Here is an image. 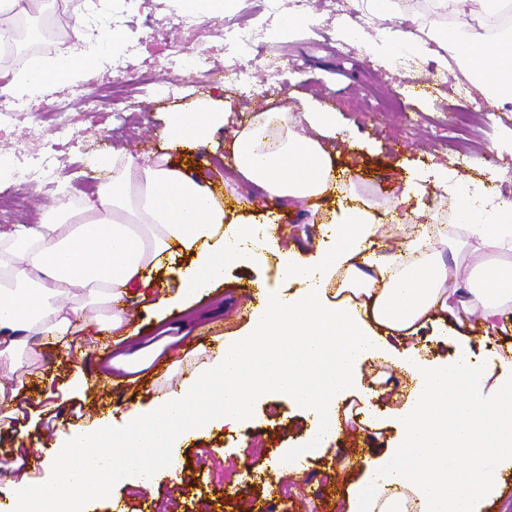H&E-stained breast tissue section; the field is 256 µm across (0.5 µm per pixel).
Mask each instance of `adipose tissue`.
Masks as SVG:
<instances>
[{
  "mask_svg": "<svg viewBox=\"0 0 512 512\" xmlns=\"http://www.w3.org/2000/svg\"><path fill=\"white\" fill-rule=\"evenodd\" d=\"M431 40L489 102L512 103V28L487 36L467 22L426 38L398 30L387 54L417 51ZM108 41L88 45L84 66L70 55L53 64L33 60L18 95H45L77 80L85 65L101 66ZM313 129L300 134L298 125ZM224 125V112H176L163 134L184 148L205 145ZM332 115L303 104L295 117L269 111L234 135L235 170L260 186L271 203L339 193L335 162L325 139L335 137ZM461 205L455 221L464 237L451 240L439 226L421 234L431 249L416 262L401 254H367L375 234L370 205L348 208L326 225L331 244L311 259L279 252L281 275L299 284L297 295L265 290L247 331L224 343L175 393L135 406L124 425L111 417L59 433L57 452L44 461L50 476L33 481L26 470L0 473L11 512H86L91 494L112 487L150 488L154 475L176 463L178 448L202 432L242 425L255 402L277 395L311 416L305 442L288 451V476L336 432V403L366 394L363 363L393 361L411 387L400 413L396 448L369 467L348 499V512H481L500 495V474L512 471V375L493 379L470 339L456 334L452 359L398 348L419 324L480 313L489 323L512 314V200L489 209L464 181L455 187ZM265 224H225L224 206L208 184L159 161L112 156V181L84 205L40 223L0 230L8 257L0 260V358H14L29 336L70 349L84 328L85 301L106 306L135 297L153 272L177 256L176 303L204 296L228 266L251 267L272 243ZM347 275L346 295L331 301L328 285Z\"/></svg>",
  "mask_w": 512,
  "mask_h": 512,
  "instance_id": "adipose-tissue-1",
  "label": "adipose tissue"
}]
</instances>
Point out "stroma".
I'll return each instance as SVG.
<instances>
[{
  "instance_id": "1",
  "label": "stroma",
  "mask_w": 512,
  "mask_h": 512,
  "mask_svg": "<svg viewBox=\"0 0 512 512\" xmlns=\"http://www.w3.org/2000/svg\"><path fill=\"white\" fill-rule=\"evenodd\" d=\"M245 16L251 23L280 31L246 58L250 87H239L220 76L187 84L182 73L168 71L164 54L151 51L152 23L164 24L170 41L185 51L204 50L217 67L224 64L223 40L214 36L206 22L183 27L175 0H136L123 16L134 33L117 49L126 60V71L94 70L58 93L55 101H24V115L6 138L7 151L37 154L49 139L39 119L41 111L51 108L75 119L80 139L63 151L53 191L2 179L0 196H28L27 211L32 215L60 208L64 195L83 202L88 183H101L111 176L110 171L94 168L91 158L120 150L140 159L165 158L191 171L225 198V223L284 224L298 250H314V225L330 221L338 200H287L282 206H271L259 187L236 175L230 166L235 131L255 125L272 108L298 112L304 94L336 113L343 132L335 143V164L355 182L358 198L374 209L376 250L412 256L411 244L420 225L452 215L457 199L444 172L489 192L512 195V104L493 105L488 112L474 115L466 132L471 159L462 161L447 125L464 106L459 97L464 78L455 66L443 65L435 44H426L413 57L415 78L422 81L425 92L412 96L410 84L382 48L386 33L412 24L422 30L452 27L451 19L433 12L429 0H417L402 16H377L375 25L363 30L360 44L342 41L339 16L319 9L316 0H279L273 14L261 10L257 0H234L224 24L237 26ZM289 16H312L316 22L287 28L283 22ZM273 63L282 67L276 78L269 75ZM148 70L168 74L179 83V92L170 99L140 92L117 103L92 102L102 81H126ZM395 93L402 94L403 101L400 110L391 111L384 102ZM219 98L231 110L210 143L193 150L172 148L163 135L169 114L197 112ZM476 157L485 158V166L474 167ZM277 264L276 255L270 254L260 265L227 270L223 283L183 310L139 313L129 326L134 334L129 354L140 359L145 350L178 340L187 356L185 362L176 363L175 375L200 366L213 353L208 337L211 327H221L227 338L245 329L247 319L239 311L244 289L269 285L289 294L297 291V283L279 276ZM465 332L472 338L474 354L495 364L497 370L512 367V321L488 335L480 315L473 314ZM107 344L106 336L83 330L77 335L76 350L68 356L38 339L22 353L13 377L25 384L20 400L26 408L16 427L31 444L32 478L42 476V460L55 453L49 438L76 425L75 410H84L92 418L126 410L131 403L145 406L169 393L170 383H158L151 369H143L141 378L130 382L126 371L99 364L97 355ZM79 366L100 368L107 375L106 386L69 391L68 381ZM362 372L363 382L382 393L381 408L389 427L373 431L359 423L353 435L332 438L324 451L306 461L300 480L289 481L279 462L288 449L305 440L309 423L300 410L272 396L255 404L248 429L224 428L199 436L178 450L174 468L162 472L153 488L112 489L91 500L90 512H113L117 506L123 512H242L253 499L269 501L272 512H337L364 469L394 445L399 432L396 412L405 401L400 391L408 385L387 362L366 363Z\"/></svg>"
}]
</instances>
